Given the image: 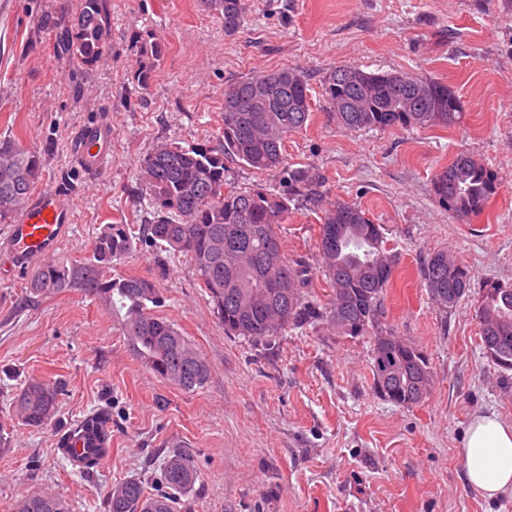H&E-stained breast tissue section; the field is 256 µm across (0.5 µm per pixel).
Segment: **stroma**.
I'll use <instances>...</instances> for the list:
<instances>
[{"label": "stroma", "mask_w": 512, "mask_h": 512, "mask_svg": "<svg viewBox=\"0 0 512 512\" xmlns=\"http://www.w3.org/2000/svg\"><path fill=\"white\" fill-rule=\"evenodd\" d=\"M78 5L0 0V138L36 152L39 188L58 189L72 214L58 258L88 257L107 225L147 223L140 161L163 143L218 147L225 89L294 68L308 81L313 116L286 140L285 168L260 173L228 157L224 180L289 196V170L309 168L322 177L323 203L357 205L380 224L397 263L381 324L423 351L433 383L419 405L383 400L373 335L340 336L327 324L262 341L225 335L190 260L162 268L140 244L114 271L153 280L160 314L209 363L207 384L184 391L134 355L102 299L78 290L35 298L27 280L1 273L0 422L10 444L0 449V512L32 491L60 494L72 512H105V491L131 477L158 493V465L175 447L199 474L178 512H512V496L491 500L467 483L460 453L474 413L512 422V370L486 357L476 317L485 284H512V0H249L232 36L202 0H110L107 54L94 66L62 50ZM151 44L159 57L145 54ZM341 64L443 81L462 119L448 128L340 127L322 85ZM143 69L152 72L145 88ZM95 120L112 127V157L88 175L72 151ZM461 152L500 183L466 221L441 207L432 187ZM321 217L290 198L278 232L286 258L314 272L306 296L324 303ZM437 251L471 275L468 295L446 311L422 277ZM33 380L64 383L57 422L43 429L12 411L16 391ZM99 409L109 413L111 451L86 475L58 441Z\"/></svg>", "instance_id": "35a3bbf8"}]
</instances>
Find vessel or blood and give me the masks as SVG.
I'll list each match as a JSON object with an SVG mask.
<instances>
[{
  "label": "vessel or blood",
  "instance_id": "vessel-or-blood-1",
  "mask_svg": "<svg viewBox=\"0 0 512 512\" xmlns=\"http://www.w3.org/2000/svg\"><path fill=\"white\" fill-rule=\"evenodd\" d=\"M112 150V128L96 121L85 127L74 160L83 170L102 171ZM71 229L70 212L58 191L39 192L0 238V257L14 275H26L35 260L55 254Z\"/></svg>",
  "mask_w": 512,
  "mask_h": 512
}]
</instances>
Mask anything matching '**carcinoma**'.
<instances>
[{
	"instance_id": "obj_1",
	"label": "carcinoma",
	"mask_w": 512,
	"mask_h": 512,
	"mask_svg": "<svg viewBox=\"0 0 512 512\" xmlns=\"http://www.w3.org/2000/svg\"><path fill=\"white\" fill-rule=\"evenodd\" d=\"M235 34L245 20L246 0H206ZM108 0H80L74 31L64 48L78 62L93 66L105 56L103 33ZM281 89L269 97L268 112L255 111L253 88L258 82ZM332 117L351 130L433 126L448 128L462 117L461 103L448 111L456 92L436 79L409 72H368L340 65L324 80ZM237 97L236 107H224V141L219 150L165 143L139 164V176L153 206V219L138 236L129 225L113 224L97 236L83 260H55L36 270L29 284L35 296L76 289L106 302L121 321L133 353L158 378L184 391L203 387L210 376L205 357L188 337L155 314L164 299L144 277L110 273L138 240L165 254L164 266L179 256L189 258L196 277L213 304L224 332L260 340L282 331L330 323L340 336L376 333L373 379L376 391L399 406L416 405L430 392L429 363L415 346L400 340L381 342V306L395 267L381 225L360 208L341 202L325 210L319 228L318 250L330 301L321 305L305 297L312 271L284 256L277 232L288 211V199L263 189L249 192L224 186V157L231 156L264 172L284 165V141L310 121L311 103L306 77L290 68L260 72L231 85L224 97ZM40 175L36 153L14 139H0V223L14 219ZM297 195L317 202L318 173L310 169L289 176ZM497 175L461 153L433 180L439 203L465 221L485 209L498 193ZM277 242L276 248L269 243ZM423 279L433 302L454 308L469 292L470 271L446 252L430 256ZM477 318L485 354L498 367L512 370V285L484 286ZM61 387L55 382L27 383L13 399V412L25 425L42 429L55 420ZM107 414L89 415L76 432L85 441L74 457L69 440L60 447L70 461H79L89 474L109 453ZM158 479L166 491L147 494L143 482L130 478L105 491L107 512H175L180 497L198 479L193 460L184 452H168L159 465ZM15 512H71L70 504L51 492L21 496Z\"/></svg>"
}]
</instances>
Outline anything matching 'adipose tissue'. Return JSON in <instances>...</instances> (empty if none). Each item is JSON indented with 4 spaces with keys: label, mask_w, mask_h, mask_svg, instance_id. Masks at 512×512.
Returning <instances> with one entry per match:
<instances>
[{
    "label": "adipose tissue",
    "mask_w": 512,
    "mask_h": 512,
    "mask_svg": "<svg viewBox=\"0 0 512 512\" xmlns=\"http://www.w3.org/2000/svg\"><path fill=\"white\" fill-rule=\"evenodd\" d=\"M461 454L471 487L489 498L512 496V424L493 413L475 414Z\"/></svg>",
    "instance_id": "adipose-tissue-1"
}]
</instances>
